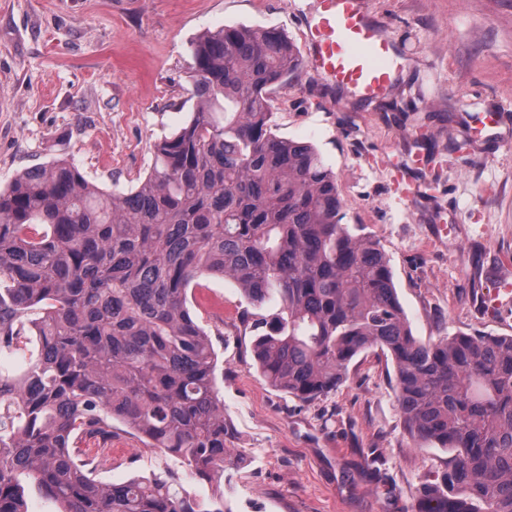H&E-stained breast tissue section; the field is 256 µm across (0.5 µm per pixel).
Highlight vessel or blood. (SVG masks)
Here are the masks:
<instances>
[{
    "instance_id": "vessel-or-blood-1",
    "label": "vessel or blood",
    "mask_w": 512,
    "mask_h": 512,
    "mask_svg": "<svg viewBox=\"0 0 512 512\" xmlns=\"http://www.w3.org/2000/svg\"><path fill=\"white\" fill-rule=\"evenodd\" d=\"M304 27L306 67L366 99L392 86L398 68L394 41L360 0H316Z\"/></svg>"
}]
</instances>
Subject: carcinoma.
Instances as JSON below:
<instances>
[{"instance_id": "cac0c4a2", "label": "carcinoma", "mask_w": 512, "mask_h": 512, "mask_svg": "<svg viewBox=\"0 0 512 512\" xmlns=\"http://www.w3.org/2000/svg\"><path fill=\"white\" fill-rule=\"evenodd\" d=\"M192 58L195 111L138 187L104 189L67 158L0 187V353L28 354L0 371V512H28L30 481L60 512H224L216 353L188 297L205 276L239 285L277 390L314 400L359 354L390 357L406 430L449 452L414 512H512V336L414 335L386 256L341 223L336 173L276 133L271 91L303 65L285 34L224 26ZM115 422L212 497L171 471L102 484L79 442Z\"/></svg>"}]
</instances>
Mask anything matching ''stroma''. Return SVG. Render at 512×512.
<instances>
[{
    "instance_id": "stroma-1",
    "label": "stroma",
    "mask_w": 512,
    "mask_h": 512,
    "mask_svg": "<svg viewBox=\"0 0 512 512\" xmlns=\"http://www.w3.org/2000/svg\"><path fill=\"white\" fill-rule=\"evenodd\" d=\"M313 0H0V186L57 157L128 188L152 146L193 111L191 46L227 25L275 28L304 43ZM393 37L400 70L375 99L301 69L272 92L276 132L314 142L336 173L345 223L385 253L421 340L505 335L512 313L480 292L512 276V0H362ZM477 141L463 156L462 134ZM249 303L209 277L193 310L218 357L229 512H412L448 453L419 448L398 407L391 359L367 351L346 382L303 402L252 364ZM176 471L197 497L211 484L129 433L97 457V477Z\"/></svg>"
}]
</instances>
